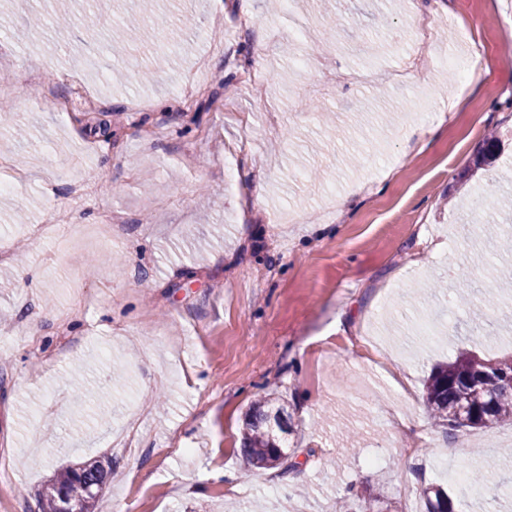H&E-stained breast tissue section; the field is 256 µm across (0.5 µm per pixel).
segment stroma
Listing matches in <instances>:
<instances>
[{
  "label": "stroma",
  "instance_id": "obj_1",
  "mask_svg": "<svg viewBox=\"0 0 512 512\" xmlns=\"http://www.w3.org/2000/svg\"><path fill=\"white\" fill-rule=\"evenodd\" d=\"M159 8L165 30L114 44L122 0H96V30H28L48 0L0 6V140L27 132L0 151V512H40L94 457L112 460L96 512H426L404 489L431 483L456 512H512V423L450 430L424 402L459 350L512 354V250L486 253L505 214L468 205L512 196V0ZM458 288L503 300L449 307ZM268 394L291 415L285 472L240 450ZM491 464L498 485L463 492L460 466Z\"/></svg>",
  "mask_w": 512,
  "mask_h": 512
}]
</instances>
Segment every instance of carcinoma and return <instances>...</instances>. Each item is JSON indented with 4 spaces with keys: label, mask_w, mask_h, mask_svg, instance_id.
<instances>
[{
    "label": "carcinoma",
    "mask_w": 512,
    "mask_h": 512,
    "mask_svg": "<svg viewBox=\"0 0 512 512\" xmlns=\"http://www.w3.org/2000/svg\"><path fill=\"white\" fill-rule=\"evenodd\" d=\"M427 407L438 422L450 427L493 428L512 419V356L486 359L471 352L435 368L425 384ZM288 433L285 406L263 397L249 409L241 437L242 452L256 468L288 470ZM109 459L90 458L77 468L60 471L40 493L42 512H94L105 485ZM426 512H455L454 502L440 486L422 490Z\"/></svg>",
    "instance_id": "1"
}]
</instances>
